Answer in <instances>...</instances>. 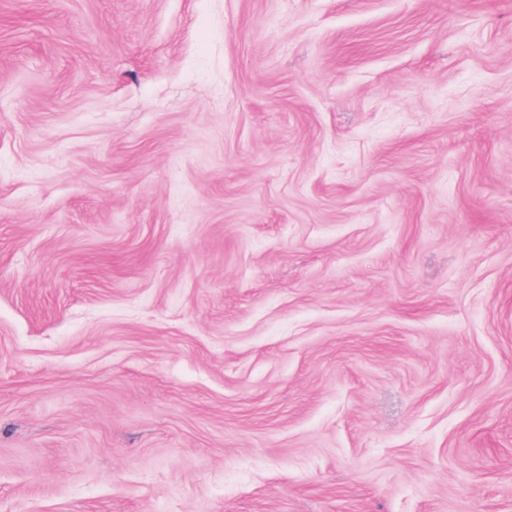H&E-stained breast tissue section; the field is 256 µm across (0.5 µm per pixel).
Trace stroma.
<instances>
[{"mask_svg": "<svg viewBox=\"0 0 512 512\" xmlns=\"http://www.w3.org/2000/svg\"><path fill=\"white\" fill-rule=\"evenodd\" d=\"M0 512H512V0H0Z\"/></svg>", "mask_w": 512, "mask_h": 512, "instance_id": "1", "label": "stroma"}]
</instances>
